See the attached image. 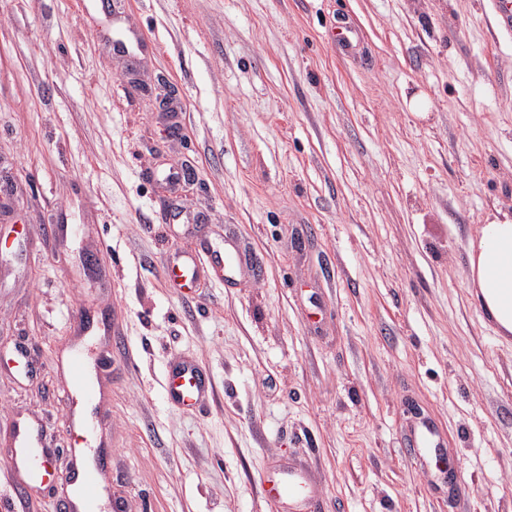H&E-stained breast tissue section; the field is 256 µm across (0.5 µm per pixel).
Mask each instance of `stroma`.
<instances>
[{"label":"stroma","mask_w":512,"mask_h":512,"mask_svg":"<svg viewBox=\"0 0 512 512\" xmlns=\"http://www.w3.org/2000/svg\"><path fill=\"white\" fill-rule=\"evenodd\" d=\"M2 169L0 234L23 226L38 253L0 278V443L36 417L70 470L81 311L112 354L103 484L130 512H284L264 482L291 460L315 512H512V335L467 281L478 225L512 214V30L491 0H0ZM62 219L85 227L64 246ZM173 224L232 232L259 276L174 288L168 254L199 243ZM20 341L35 373L10 363ZM177 357L214 402L166 403ZM407 398L461 490L403 451ZM11 489L12 512H61L0 455Z\"/></svg>","instance_id":"obj_1"}]
</instances>
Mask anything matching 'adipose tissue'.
Masks as SVG:
<instances>
[{
	"label": "adipose tissue",
	"mask_w": 512,
	"mask_h": 512,
	"mask_svg": "<svg viewBox=\"0 0 512 512\" xmlns=\"http://www.w3.org/2000/svg\"><path fill=\"white\" fill-rule=\"evenodd\" d=\"M467 272L484 315L499 335H512V216L478 227L469 242Z\"/></svg>",
	"instance_id": "ef3b65f1"
}]
</instances>
